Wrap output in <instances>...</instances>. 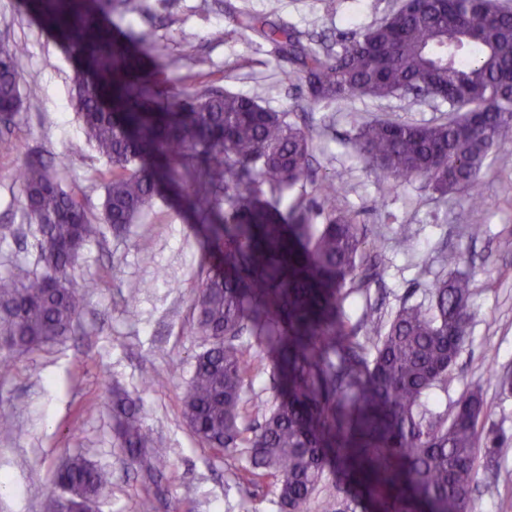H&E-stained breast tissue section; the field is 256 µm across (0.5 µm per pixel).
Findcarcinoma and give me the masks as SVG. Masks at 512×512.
<instances>
[{
  "instance_id": "carcinoma-1",
  "label": "carcinoma",
  "mask_w": 512,
  "mask_h": 512,
  "mask_svg": "<svg viewBox=\"0 0 512 512\" xmlns=\"http://www.w3.org/2000/svg\"><path fill=\"white\" fill-rule=\"evenodd\" d=\"M52 32L77 66L73 98L86 139L110 165L103 211L123 230L162 188L197 209L209 245L220 253L195 297V335L206 347L181 398L182 415L208 448L244 449L241 479L277 481L279 512H468L477 483V453L492 462L508 439L484 429L480 392L436 411L427 392L448 387L475 317L471 278L432 283L428 303L403 305L377 330L374 355L342 318V290L359 288L366 231L337 203L338 182L318 187L319 199L293 205L288 221L266 201L308 177L313 140L288 113L257 97L183 92L160 103L164 80L148 66L150 31L116 34L108 23L114 0H19ZM245 30L261 32L298 62L312 101L384 100L414 85L445 91L460 116L433 124L365 120L354 134L359 154L392 187L420 179L441 194L460 192L471 236L482 233L480 174L497 147L512 139V5L506 0H406L382 21L318 52L302 33L243 14ZM26 51L0 40V123L20 110ZM35 228L42 272L0 276V370L21 355L69 335L89 285L73 275L100 225L43 164L19 174ZM228 208L220 210V198ZM273 352L277 403L255 428L242 425L252 371L243 333ZM112 417L131 463L147 469L167 449L155 441L137 403L112 397ZM341 472L317 496L327 475ZM55 512L94 504L110 474L80 455L57 469Z\"/></svg>"
}]
</instances>
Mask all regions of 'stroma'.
<instances>
[{"label":"stroma","mask_w":512,"mask_h":512,"mask_svg":"<svg viewBox=\"0 0 512 512\" xmlns=\"http://www.w3.org/2000/svg\"><path fill=\"white\" fill-rule=\"evenodd\" d=\"M139 8L114 10L121 29L155 34V61L172 94L218 91L258 96L266 108L287 113L313 138L310 176L283 194L280 211L315 199L317 182L341 177L339 201L356 212L367 237L370 279L344 291L349 325L366 338L365 314L386 322L406 304L426 302L431 284L451 275L447 257L465 256L460 271L473 282L477 314L448 377L447 389L428 394L431 408L453 411L467 392L481 389L490 409L487 426L512 438V395L501 394L494 370L512 369V141L502 144L481 173L486 188L483 232L470 236L462 194L435 193L424 181L383 192L375 172L353 144L361 119L413 123L446 120L448 105L393 97L382 101L316 103L301 80L285 81L287 58L260 34L243 30L242 13H263L267 0H137ZM401 0H280L273 15L336 42L380 21ZM194 36L205 67L182 54L183 35ZM0 39L27 49L22 106L9 127L0 126V224L14 237L0 241V275L39 271L34 227L18 180L27 162H54L67 185L94 215L100 214L108 164L86 141L71 90L70 56L19 6L0 0ZM408 240L398 249L397 238ZM212 261L193 211L179 198L156 199L123 231L103 226L75 269L89 282L85 306L71 335L19 358L0 372V512H49L53 473L75 455L111 473V485L95 512H278L276 487L238 483L241 450L218 454L193 435L181 412V396L202 350L194 333V298ZM137 296H129L131 288ZM163 376L146 387L145 373ZM138 400L141 415L167 457L153 470L129 466L109 410L113 389ZM479 483L469 512H512V451L487 468L478 459Z\"/></svg>","instance_id":"35a3bbf8"}]
</instances>
